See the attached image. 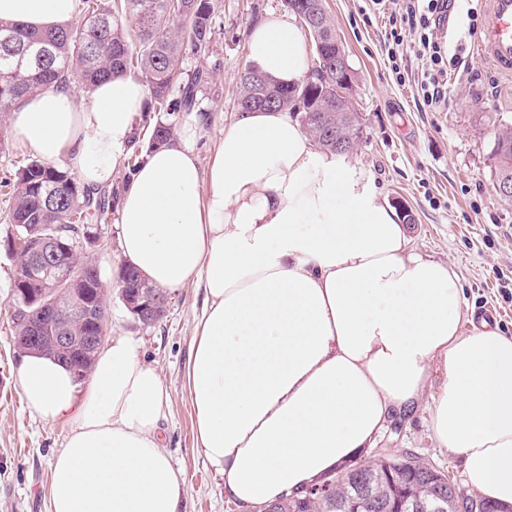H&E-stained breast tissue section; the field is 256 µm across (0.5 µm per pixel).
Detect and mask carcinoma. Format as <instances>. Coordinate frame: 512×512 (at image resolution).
<instances>
[{
    "mask_svg": "<svg viewBox=\"0 0 512 512\" xmlns=\"http://www.w3.org/2000/svg\"><path fill=\"white\" fill-rule=\"evenodd\" d=\"M218 0H94L78 27L68 23L35 30L22 23L0 21V114L6 115L25 97L46 87L78 86L88 92L114 76L137 73L149 91L147 111L190 113L197 105L199 87L209 83L219 64L209 62ZM48 46L50 56L18 65L20 52ZM344 47L334 43L314 49L311 71L322 72L328 82L336 76V55ZM201 59L184 75L189 56ZM324 85L303 81L284 86L254 67L239 77L237 110L252 112L291 109L303 128L324 150L350 153L358 145L362 128L346 112L323 96ZM174 135L173 124L157 118L148 146L162 145ZM491 168L494 180H512V128L495 137ZM113 189L106 194L81 186L70 172L32 160L18 168L13 183L11 223L18 226L26 253L50 233L54 224L82 225L87 216L100 217L112 210ZM386 463L361 465L356 474L323 483L331 486L329 499L294 498L278 502L279 512H332L336 501L354 496L357 479L375 478Z\"/></svg>",
    "mask_w": 512,
    "mask_h": 512,
    "instance_id": "1",
    "label": "carcinoma"
}]
</instances>
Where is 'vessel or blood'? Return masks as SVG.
<instances>
[{"label":"vessel or blood","mask_w":512,"mask_h":512,"mask_svg":"<svg viewBox=\"0 0 512 512\" xmlns=\"http://www.w3.org/2000/svg\"><path fill=\"white\" fill-rule=\"evenodd\" d=\"M477 54L499 73L512 76V0H487Z\"/></svg>","instance_id":"b4317fda"}]
</instances>
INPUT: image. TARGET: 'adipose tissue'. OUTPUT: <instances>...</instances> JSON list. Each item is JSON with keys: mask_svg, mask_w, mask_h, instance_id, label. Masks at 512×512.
<instances>
[{"mask_svg": "<svg viewBox=\"0 0 512 512\" xmlns=\"http://www.w3.org/2000/svg\"><path fill=\"white\" fill-rule=\"evenodd\" d=\"M77 0H0V20L71 21ZM298 26L269 15L248 59L283 83L307 76ZM147 87L100 83L90 106L50 86L11 115L19 143L110 185L132 146ZM190 114L146 149L119 204V249L164 290L201 288L186 388L196 446L239 512H261L354 462L394 414L428 401L436 447L459 454L467 484L512 506V336L463 334L464 298L447 262L420 253L371 173L319 149L290 110L241 113L208 163ZM140 343L115 336L88 382L24 354L27 410L67 420L52 459L49 512H178L182 472L161 444L171 394ZM439 368L440 384L430 372Z\"/></svg>", "mask_w": 512, "mask_h": 512, "instance_id": "adipose-tissue-1", "label": "adipose tissue"}]
</instances>
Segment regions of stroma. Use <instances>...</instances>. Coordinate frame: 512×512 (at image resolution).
Segmentation results:
<instances>
[{
    "mask_svg": "<svg viewBox=\"0 0 512 512\" xmlns=\"http://www.w3.org/2000/svg\"><path fill=\"white\" fill-rule=\"evenodd\" d=\"M486 0H461L448 27V51L459 63L448 77V109L430 111L412 83L400 73L416 71L418 60L405 52L399 69L387 55L386 15L368 0H324L356 74L354 100L362 114L363 136L352 159L373 175L386 200L400 199L416 216L407 231L416 248L446 261L455 272L464 302L473 314L512 336V202L496 192L490 171L494 135L512 125V77L498 75L476 54ZM283 0H220L210 44L220 64L212 81L198 91L207 123L197 144L207 160L238 116L239 75L248 65L250 27L267 14L287 15ZM118 213L92 222L99 241L97 258L106 289V334L139 338L140 358L156 368L171 392L163 444L184 472L180 512H238L224 497V480L207 466L195 446L194 413L185 387L195 317L203 308L201 289L170 291L164 317L154 326L138 323L118 295L123 263L116 224ZM16 263L0 247V512H48L51 462L63 447L68 426L45 422L25 409L18 377L11 320ZM427 408L396 418L364 459L378 450L411 452L464 484L460 455L436 447Z\"/></svg>",
    "mask_w": 512,
    "mask_h": 512,
    "instance_id": "stroma-1",
    "label": "stroma"
}]
</instances>
